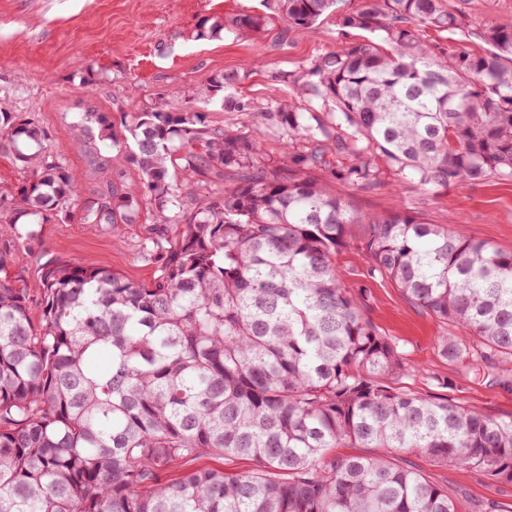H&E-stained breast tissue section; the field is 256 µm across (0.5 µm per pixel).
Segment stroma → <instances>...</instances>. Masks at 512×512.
<instances>
[{"mask_svg": "<svg viewBox=\"0 0 512 512\" xmlns=\"http://www.w3.org/2000/svg\"><path fill=\"white\" fill-rule=\"evenodd\" d=\"M448 5L474 29L512 21V0H448ZM262 9V0H0V104L38 121L47 145L65 159L80 185L84 201L96 198L106 179L115 175L127 191L138 192L139 172L111 140L92 150L75 134L78 113L94 110L117 119L132 105L180 103L190 92L195 111L212 127L261 124V112L281 101H292L301 112L318 111L315 100L296 93L293 80L317 57L352 40V33L342 31L332 14L305 29L287 31L274 20L256 34L200 32L203 19L225 21ZM225 70L240 74L231 95L244 103V111L230 110L208 93L210 77ZM379 179L381 185L373 191L339 181L330 188L359 214L407 213L512 251V181L425 190L400 183L384 167ZM156 214L155 205L147 204L132 224H83L74 217L17 225L23 245L8 272L35 303L42 266L50 259L105 266L136 282L151 281L157 267L141 258L140 247ZM362 234L361 225L349 226L350 245L337 255V271L347 286H366L368 317L382 334L404 345L416 369L408 384L432 393V378L439 375L457 385L462 402L512 416V387L502 385L497 372H468L438 356L436 339L446 332L445 324L411 306L391 283L363 280ZM409 460L447 489L463 512L494 507L512 512V484L491 485L473 472L418 454Z\"/></svg>", "mask_w": 512, "mask_h": 512, "instance_id": "1", "label": "stroma"}]
</instances>
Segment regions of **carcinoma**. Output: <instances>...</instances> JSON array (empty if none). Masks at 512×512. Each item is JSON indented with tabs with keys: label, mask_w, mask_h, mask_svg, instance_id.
Listing matches in <instances>:
<instances>
[{
	"label": "carcinoma",
	"mask_w": 512,
	"mask_h": 512,
	"mask_svg": "<svg viewBox=\"0 0 512 512\" xmlns=\"http://www.w3.org/2000/svg\"><path fill=\"white\" fill-rule=\"evenodd\" d=\"M335 2L265 7L307 28ZM269 19L242 13L229 28L258 33ZM337 23L364 36L296 78L297 93L329 111L279 102L262 113L282 159L258 156L259 126H207L187 101L142 105L124 121L141 192L110 183L81 207L43 128L0 107V151L28 174L0 194V512H459L396 463L402 453L512 483V416L464 404L440 376L450 393L397 383L412 375L407 352L366 316L368 290L336 273L348 225H363L364 277L451 326L438 355L473 371L512 360V251L406 213L365 218L318 179L373 190L381 163L421 188L512 180V23L484 28L481 54L421 39L422 28H465L446 0H358ZM239 79L218 74L209 92ZM73 130L119 144L105 112L82 113ZM180 147L183 168L224 182L221 196L187 203L191 188L168 172ZM341 154L354 163L337 166ZM153 202L142 254L154 280L59 261L32 318L27 289L7 274L12 225L78 206L84 224H132ZM162 224L181 225L179 238ZM224 456L253 468L204 464Z\"/></svg>",
	"instance_id": "cac0c4a2"
}]
</instances>
